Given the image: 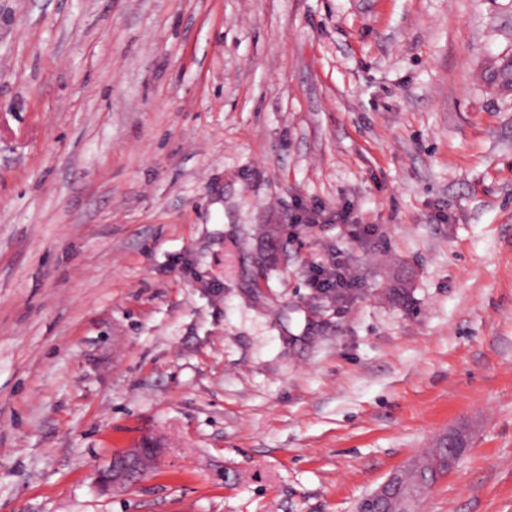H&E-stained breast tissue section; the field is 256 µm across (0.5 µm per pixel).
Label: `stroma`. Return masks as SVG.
<instances>
[{
	"label": "stroma",
	"instance_id": "1",
	"mask_svg": "<svg viewBox=\"0 0 512 512\" xmlns=\"http://www.w3.org/2000/svg\"><path fill=\"white\" fill-rule=\"evenodd\" d=\"M510 56L512 0H0V512H357L456 431L418 512H512ZM310 287L317 294L331 296H346L356 287L348 278L344 263L336 256V262L331 269L315 265L312 267V275L309 280ZM146 449L130 448L120 455H115L100 476L101 485L107 488H118L135 482L143 475L142 468H147L154 461V458L146 456L141 468L140 462Z\"/></svg>",
	"mask_w": 512,
	"mask_h": 512
}]
</instances>
